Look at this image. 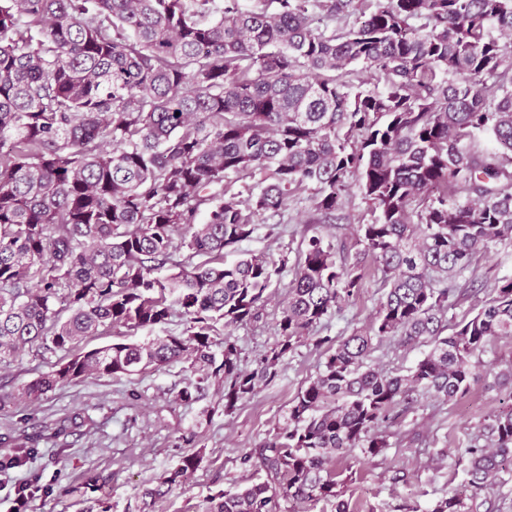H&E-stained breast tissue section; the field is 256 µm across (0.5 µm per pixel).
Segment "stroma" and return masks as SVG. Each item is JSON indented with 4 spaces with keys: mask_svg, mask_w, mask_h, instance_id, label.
I'll use <instances>...</instances> for the list:
<instances>
[{
    "mask_svg": "<svg viewBox=\"0 0 512 512\" xmlns=\"http://www.w3.org/2000/svg\"><path fill=\"white\" fill-rule=\"evenodd\" d=\"M311 197V191L300 192L288 211L269 218L227 255L231 261L243 252L288 261L259 321L231 330L243 368H255L257 358L276 341L274 325L303 238L318 229L350 245L354 224L366 217L367 206L353 188L346 197L347 222L313 227L308 222ZM505 275H512V242L507 241L476 262L467 276L470 292L449 310L448 321L475 314L496 279ZM382 294L378 278L366 279L359 298L333 315L320 335L334 338L367 330ZM427 349L424 343L401 347L385 340L375 343L371 362L386 372L404 374ZM64 357L61 351H24L0 369V381L14 386L31 381L55 370ZM483 359L486 368L465 398L447 404L420 401L398 425L387 428L390 446L383 455L367 461L347 456L336 462L352 512H429L449 489L464 484L465 471L457 460L505 397L498 375L512 366V339L494 341ZM323 360L322 350L299 346L279 363L272 382L262 384L253 398L229 414L218 380L210 382L202 400H178V391L192 374L186 361L133 375L86 378L49 393L38 404L0 412L1 437L18 427L31 433L76 414L83 419L82 425L40 441L22 466L0 469V512H14L21 496L27 512H100L105 506L110 512H143L144 490L192 454L199 458L196 470L157 501L154 512H202L211 496L253 482L241 455L287 422L292 400L316 377Z\"/></svg>",
    "mask_w": 512,
    "mask_h": 512,
    "instance_id": "obj_1",
    "label": "stroma"
}]
</instances>
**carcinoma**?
Instances as JSON below:
<instances>
[{
    "instance_id": "1",
    "label": "carcinoma",
    "mask_w": 512,
    "mask_h": 512,
    "mask_svg": "<svg viewBox=\"0 0 512 512\" xmlns=\"http://www.w3.org/2000/svg\"><path fill=\"white\" fill-rule=\"evenodd\" d=\"M257 177L237 192L230 187ZM355 185L370 219L337 261L331 239H304L276 345L247 370L226 329L260 318L286 260L226 251L313 190L310 224H332ZM203 223H196L200 211ZM512 240V0H0V366L25 348L64 351L58 369L9 390L0 411L71 382L188 359L179 399L224 383V412L277 376L287 354L331 345L296 396L288 425L241 457L263 476L203 512H286L336 500L331 464L389 448L382 423L417 397L448 403L512 338V276L448 329L475 258ZM189 252L172 264L173 253ZM202 261L195 263L193 258ZM385 292L366 331L317 328L359 294ZM180 335L83 351L105 330ZM430 349L404 375L370 364L373 340ZM41 434L13 440L20 466ZM465 487L431 512L512 475V404L464 449ZM197 467L187 455L145 506ZM186 327V319L176 314L170 318L169 322L165 324L163 328H157L152 333H147V331H138L134 336H120L118 333L124 332L125 329L116 328L113 329L111 333L103 336H89L82 342L81 347H85V349H92L118 342L127 343L132 341H143L147 336L150 335H180L182 332H184Z\"/></svg>"
}]
</instances>
